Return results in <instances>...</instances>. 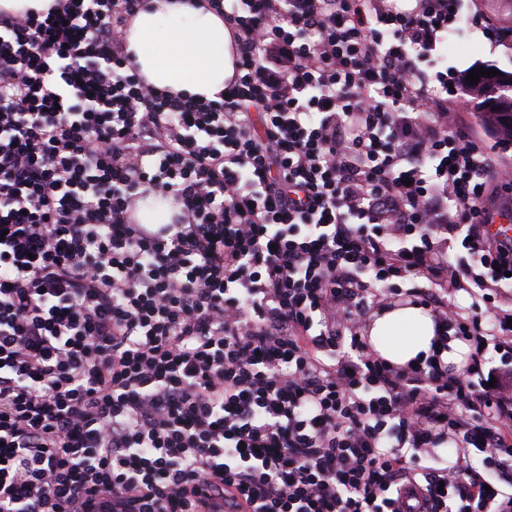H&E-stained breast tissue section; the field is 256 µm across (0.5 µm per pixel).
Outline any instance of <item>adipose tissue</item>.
Segmentation results:
<instances>
[{"mask_svg":"<svg viewBox=\"0 0 512 512\" xmlns=\"http://www.w3.org/2000/svg\"><path fill=\"white\" fill-rule=\"evenodd\" d=\"M124 43L145 81L174 96L220 100L234 74L232 31L207 0H142ZM363 333L371 351L403 367L431 354L436 328L426 307L407 302L375 310Z\"/></svg>","mask_w":512,"mask_h":512,"instance_id":"ef3b65f1","label":"adipose tissue"}]
</instances>
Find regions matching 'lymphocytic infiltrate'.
Masks as SVG:
<instances>
[{
  "mask_svg": "<svg viewBox=\"0 0 512 512\" xmlns=\"http://www.w3.org/2000/svg\"><path fill=\"white\" fill-rule=\"evenodd\" d=\"M414 2L209 0L208 102L130 66L140 0L0 13V512H512V167L421 67L464 0ZM405 277L395 368L356 328ZM136 214L140 224H168L172 217V204H164L156 209L142 207L141 201L136 203ZM411 287L409 283L391 286L393 294L386 305L397 299L416 300L414 292L408 290ZM376 308L379 309L367 319ZM359 326L371 351L394 367H404L432 353L436 337L435 323L432 314L419 303L372 307L362 317ZM470 355V346L464 341L452 336L448 339V353H444L442 357L444 361L447 359L448 366L459 370L467 366Z\"/></svg>",
  "mask_w": 512,
  "mask_h": 512,
  "instance_id": "1",
  "label": "lymphocytic infiltrate"
}]
</instances>
